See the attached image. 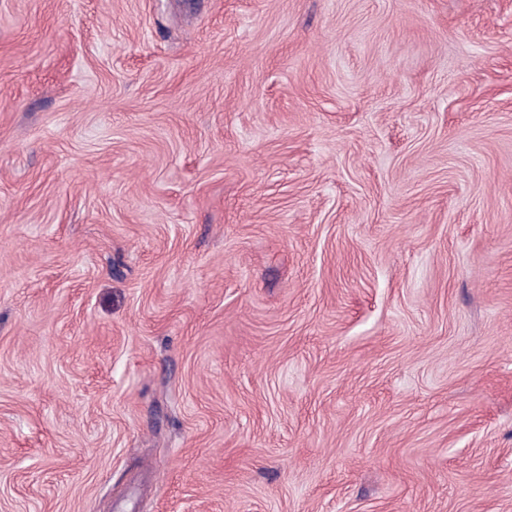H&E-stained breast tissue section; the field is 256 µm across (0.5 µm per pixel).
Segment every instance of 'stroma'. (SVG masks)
Here are the masks:
<instances>
[{"label": "stroma", "mask_w": 512, "mask_h": 512, "mask_svg": "<svg viewBox=\"0 0 512 512\" xmlns=\"http://www.w3.org/2000/svg\"><path fill=\"white\" fill-rule=\"evenodd\" d=\"M0 512H512V0H0Z\"/></svg>", "instance_id": "stroma-1"}]
</instances>
